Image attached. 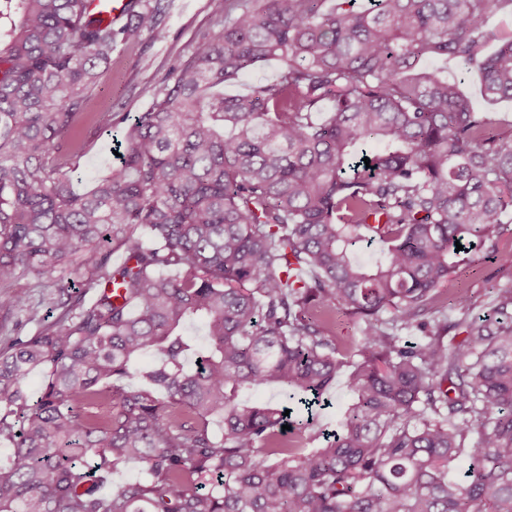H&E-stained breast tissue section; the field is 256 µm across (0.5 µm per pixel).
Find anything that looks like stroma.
I'll list each match as a JSON object with an SVG mask.
<instances>
[{"mask_svg":"<svg viewBox=\"0 0 512 512\" xmlns=\"http://www.w3.org/2000/svg\"><path fill=\"white\" fill-rule=\"evenodd\" d=\"M223 21L217 0H169L161 36L146 34L137 42L116 44L112 63L93 91V118L82 134L84 154L72 172L77 191L87 190L115 160L104 131L108 115L147 111L159 89L170 83L174 68L190 58L197 39L220 32ZM507 288L512 289V269L485 253L475 255L460 276L447 284L449 335H456L455 324L463 316H487L495 290Z\"/></svg>","mask_w":512,"mask_h":512,"instance_id":"obj_1","label":"stroma"}]
</instances>
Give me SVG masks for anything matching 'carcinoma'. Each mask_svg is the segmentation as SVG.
<instances>
[{
    "mask_svg": "<svg viewBox=\"0 0 512 512\" xmlns=\"http://www.w3.org/2000/svg\"><path fill=\"white\" fill-rule=\"evenodd\" d=\"M88 5L0 0V314L40 320L7 291L24 275L95 289L57 283L56 319L0 344V512H512V289L459 340L439 318L460 255L512 266V131L433 68L512 99V35L489 25L512 0H224L149 110L109 114L119 163L77 193L98 68L166 10ZM269 61L275 80L224 94ZM348 360L351 401L309 452L285 406L245 397L309 410ZM132 460L146 478L101 492ZM92 8H103L97 12L112 23L124 21L131 13L132 0H93Z\"/></svg>",
    "mask_w": 512,
    "mask_h": 512,
    "instance_id": "cac0c4a2",
    "label": "carcinoma"
}]
</instances>
